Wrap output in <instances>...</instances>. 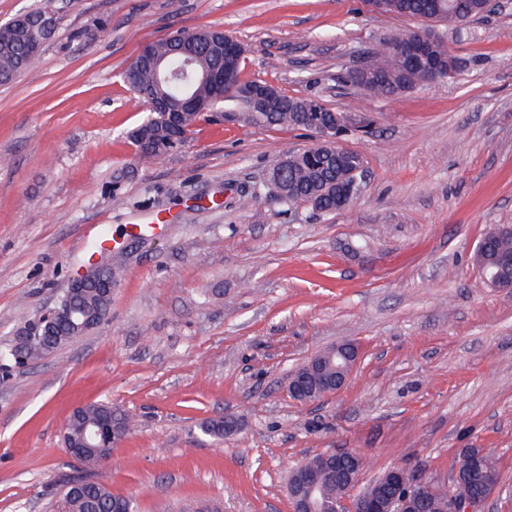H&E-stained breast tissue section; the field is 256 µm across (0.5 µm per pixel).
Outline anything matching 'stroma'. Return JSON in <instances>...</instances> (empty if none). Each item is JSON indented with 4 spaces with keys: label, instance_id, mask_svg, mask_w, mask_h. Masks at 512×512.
Instances as JSON below:
<instances>
[{
    "label": "stroma",
    "instance_id": "35a3bbf8",
    "mask_svg": "<svg viewBox=\"0 0 512 512\" xmlns=\"http://www.w3.org/2000/svg\"><path fill=\"white\" fill-rule=\"evenodd\" d=\"M38 66L0 85V350L92 264L89 225L117 241L107 324L0 378V512H62L88 476L136 512H292L291 467L336 449L361 484L400 467L448 486L483 448L500 482L485 512H512V290L486 284L475 248L512 224V0L433 31L450 78L364 98L345 81L374 40L413 20L365 0H52ZM217 27L246 49L245 81L365 114L341 139L365 177L340 211L276 201L267 181L311 132L223 112L142 163L148 115L121 71L146 44ZM258 201L243 208V193ZM353 342L337 393L300 403L292 371ZM135 421L87 472L64 451L79 405ZM237 418L221 441L203 421Z\"/></svg>",
    "mask_w": 512,
    "mask_h": 512
}]
</instances>
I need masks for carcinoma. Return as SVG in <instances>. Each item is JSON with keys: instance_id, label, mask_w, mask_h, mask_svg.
Segmentation results:
<instances>
[{"instance_id": "1", "label": "carcinoma", "mask_w": 512, "mask_h": 512, "mask_svg": "<svg viewBox=\"0 0 512 512\" xmlns=\"http://www.w3.org/2000/svg\"><path fill=\"white\" fill-rule=\"evenodd\" d=\"M375 10L411 20L439 22L450 12L473 20L484 14L487 0H367ZM29 26L11 36H0V84H8L17 76L33 69L36 52L52 40L55 20L49 7H36L27 11ZM413 31L404 30L380 40L371 48L376 71L359 77L347 73L346 78L369 96H395L410 92L428 81L427 74L417 67L408 66L400 46L406 44ZM224 32L201 29L191 33L177 32L167 39L145 46L122 72V80L144 103L156 106L130 134L137 147L140 160L157 159L184 142L187 132L204 113L226 104L240 113L255 111L250 97L255 82L239 78L241 64H236L223 78V91L218 93L208 81L198 76L224 70L222 45ZM276 95L281 106L249 120L258 126H288L292 129L315 130L332 119L328 109H309V98L288 96L280 91ZM363 165L361 156L343 148L325 146L313 151L309 148L288 154V163L280 183L283 204L307 203L329 213L336 209V181L350 182L356 170ZM110 237V228L102 229L100 240L90 245L92 255L98 256L94 272L106 279H117L112 266L111 253L103 251L102 242ZM488 246L486 253L475 257L483 276L497 270L503 259L512 260V224H497L482 237ZM70 305L89 314L102 313L100 322L108 319L112 297L102 296L89 288L67 299ZM71 326L65 322L54 325L50 337H41L28 345L18 342L0 353V368L7 370L19 356L35 361L53 353L71 341ZM102 405H90L80 421L70 422L66 432L76 437L86 422H94L101 415ZM479 462V473L470 475L473 462ZM454 492L459 497H478L490 494L499 483L500 474L493 455L483 448L464 449L455 469ZM381 501L389 500L395 487L386 477H380L364 487ZM65 512H114L117 505L132 508L129 499L114 495L101 482L88 479L79 484L64 485Z\"/></svg>"}]
</instances>
